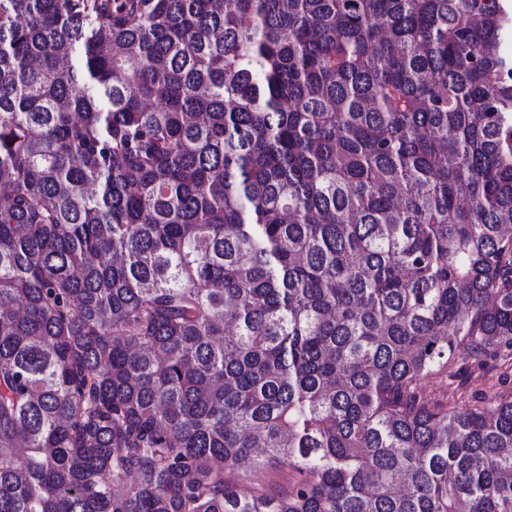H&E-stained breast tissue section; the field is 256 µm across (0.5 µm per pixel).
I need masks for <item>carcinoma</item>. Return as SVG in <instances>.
Here are the masks:
<instances>
[{
    "label": "carcinoma",
    "mask_w": 512,
    "mask_h": 512,
    "mask_svg": "<svg viewBox=\"0 0 512 512\" xmlns=\"http://www.w3.org/2000/svg\"><path fill=\"white\" fill-rule=\"evenodd\" d=\"M0 188V512H512V0H0ZM503 371L482 375L475 363L459 359L453 368L454 377L446 373L434 375L423 382L422 390L431 397L455 396L457 406H467L475 400L512 394V371Z\"/></svg>",
    "instance_id": "cac0c4a2"
}]
</instances>
